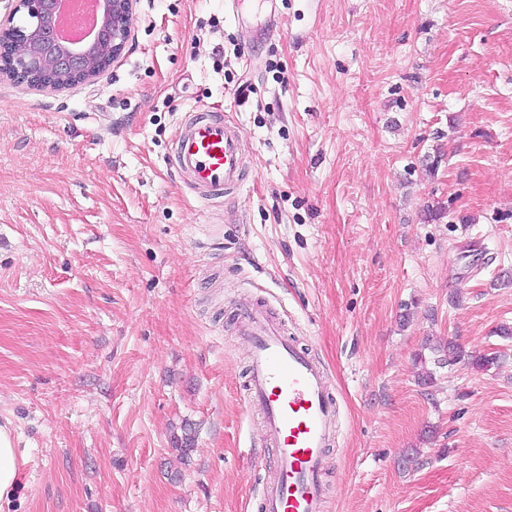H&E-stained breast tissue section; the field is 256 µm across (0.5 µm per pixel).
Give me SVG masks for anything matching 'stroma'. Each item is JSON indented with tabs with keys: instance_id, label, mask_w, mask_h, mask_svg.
Wrapping results in <instances>:
<instances>
[{
	"instance_id": "1",
	"label": "stroma",
	"mask_w": 512,
	"mask_h": 512,
	"mask_svg": "<svg viewBox=\"0 0 512 512\" xmlns=\"http://www.w3.org/2000/svg\"><path fill=\"white\" fill-rule=\"evenodd\" d=\"M224 4L139 0L91 83L0 78V512H259L232 294L330 374L323 512H512V0H240L254 40ZM202 105L246 161L210 203L169 164ZM430 336L504 359L423 385ZM20 475V464L13 437L5 426H0V501L15 490Z\"/></svg>"
}]
</instances>
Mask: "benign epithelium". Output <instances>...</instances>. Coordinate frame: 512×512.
I'll return each mask as SVG.
<instances>
[{
  "label": "benign epithelium",
  "instance_id": "obj_1",
  "mask_svg": "<svg viewBox=\"0 0 512 512\" xmlns=\"http://www.w3.org/2000/svg\"><path fill=\"white\" fill-rule=\"evenodd\" d=\"M58 0H8L0 30L11 26L8 50L0 51V77L21 83H42L56 91L90 83L109 70L134 40L139 0H99L100 28L89 42L68 44L54 37ZM23 13L28 26L13 24Z\"/></svg>",
  "mask_w": 512,
  "mask_h": 512
}]
</instances>
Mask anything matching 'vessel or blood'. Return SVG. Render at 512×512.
I'll use <instances>...</instances> for the list:
<instances>
[{"instance_id": "1", "label": "vessel or blood", "mask_w": 512, "mask_h": 512, "mask_svg": "<svg viewBox=\"0 0 512 512\" xmlns=\"http://www.w3.org/2000/svg\"><path fill=\"white\" fill-rule=\"evenodd\" d=\"M176 163L200 200L235 193L244 185L238 126L204 112L184 121ZM237 333L250 345L248 403L262 412L263 512H322L328 488L326 452L336 438L338 409L319 361L289 338L262 305H235Z\"/></svg>"}]
</instances>
